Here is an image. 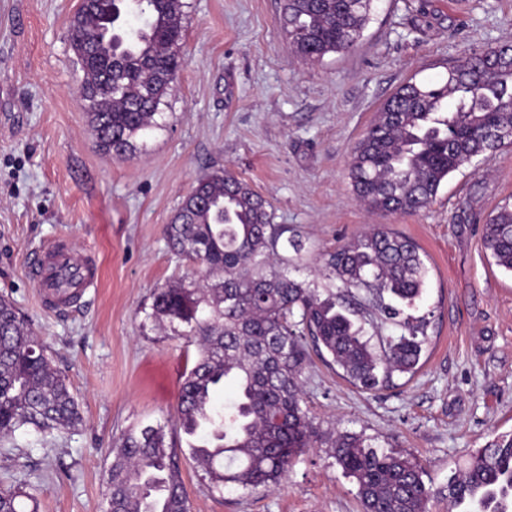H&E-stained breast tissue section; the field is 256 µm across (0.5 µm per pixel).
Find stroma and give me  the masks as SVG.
Wrapping results in <instances>:
<instances>
[{"label": "stroma", "instance_id": "35a3bbf8", "mask_svg": "<svg viewBox=\"0 0 512 512\" xmlns=\"http://www.w3.org/2000/svg\"><path fill=\"white\" fill-rule=\"evenodd\" d=\"M186 64L162 107L165 130L136 157L100 151L79 98L69 44L78 0H0V295L10 297L65 374L82 428L47 443H0V492L28 484L39 512H102L117 437L161 424L184 443L180 379L194 347L142 329L154 288L187 265L163 235L196 178L226 169L268 199L273 221L305 243L291 277L320 280V255L371 225L413 240L428 267L410 313L430 343L411 376L365 392L320 358L303 400L322 429L413 455L448 512V479L471 450L512 433V274L483 242L512 198V146L452 173L414 215L367 210L348 176L351 153L405 82L437 83L465 56L512 42V0H376L357 45L302 62L279 0H184ZM68 241L95 257L100 283L52 313L28 274L38 250ZM179 466L190 512H361L357 487L327 449L297 457L279 485L212 491L188 455Z\"/></svg>", "mask_w": 512, "mask_h": 512}]
</instances>
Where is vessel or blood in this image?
<instances>
[{"label": "vessel or blood", "mask_w": 512, "mask_h": 512, "mask_svg": "<svg viewBox=\"0 0 512 512\" xmlns=\"http://www.w3.org/2000/svg\"><path fill=\"white\" fill-rule=\"evenodd\" d=\"M30 267L41 304L57 312L73 308L99 279L95 259L77 257L64 240L36 252Z\"/></svg>", "instance_id": "1"}]
</instances>
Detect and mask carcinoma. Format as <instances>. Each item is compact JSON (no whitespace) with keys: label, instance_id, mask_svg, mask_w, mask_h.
<instances>
[{"label":"carcinoma","instance_id":"cac0c4a2","mask_svg":"<svg viewBox=\"0 0 512 512\" xmlns=\"http://www.w3.org/2000/svg\"><path fill=\"white\" fill-rule=\"evenodd\" d=\"M373 0H281L280 24L295 54L316 62L352 49ZM182 0H95L69 28L81 63L85 112L99 148L131 157L165 127L159 106L182 70ZM143 17L141 27L129 17ZM512 145V42L469 55L440 84L408 81L383 104L357 143L348 175L357 198L388 214H417L448 176L473 159ZM164 237L192 276L154 290L145 319L196 347L181 380L178 422L189 457L211 488L276 485L292 461L328 448L358 487L363 512H427L431 489L410 456L374 447L351 433L323 431L303 407L308 345L364 391L393 373L414 375L428 338L404 315L422 298L428 269L419 247L379 225L321 255L324 276L366 293L400 329L375 350L345 305L354 300L288 274L304 243L273 223L270 202L226 170L197 178ZM496 266L512 273V204L484 225ZM232 398L217 406L216 393ZM79 403L68 378L21 317L0 296V438L18 432L37 442L78 430ZM176 442L162 426L131 427L112 449L106 502L112 512H189ZM35 495L0 493V512H23ZM512 512V434L495 437L448 480V512Z\"/></svg>","mask_w":512,"mask_h":512}]
</instances>
